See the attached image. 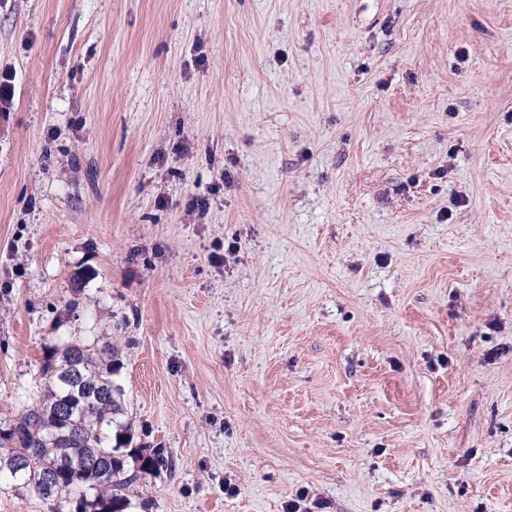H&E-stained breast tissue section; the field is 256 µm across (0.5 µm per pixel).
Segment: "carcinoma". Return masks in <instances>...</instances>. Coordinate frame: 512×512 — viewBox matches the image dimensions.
Segmentation results:
<instances>
[{
    "mask_svg": "<svg viewBox=\"0 0 512 512\" xmlns=\"http://www.w3.org/2000/svg\"><path fill=\"white\" fill-rule=\"evenodd\" d=\"M109 339H75L54 350L41 367L40 399L6 428L0 427V465L25 463L24 479L15 486L50 504V512H127L125 494L136 475L128 459L142 470L171 465L162 452L145 456L131 447L128 424L117 397L124 389L115 376L119 366ZM77 358L80 376L64 372V362ZM74 431V438L55 443L57 433ZM64 461L47 488L42 476L50 463Z\"/></svg>",
    "mask_w": 512,
    "mask_h": 512,
    "instance_id": "carcinoma-1",
    "label": "carcinoma"
}]
</instances>
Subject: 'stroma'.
I'll use <instances>...</instances> for the list:
<instances>
[{
    "label": "stroma",
    "instance_id": "stroma-1",
    "mask_svg": "<svg viewBox=\"0 0 512 512\" xmlns=\"http://www.w3.org/2000/svg\"><path fill=\"white\" fill-rule=\"evenodd\" d=\"M4 70L0 422L108 337L130 512H512V0H0Z\"/></svg>",
    "mask_w": 512,
    "mask_h": 512
}]
</instances>
